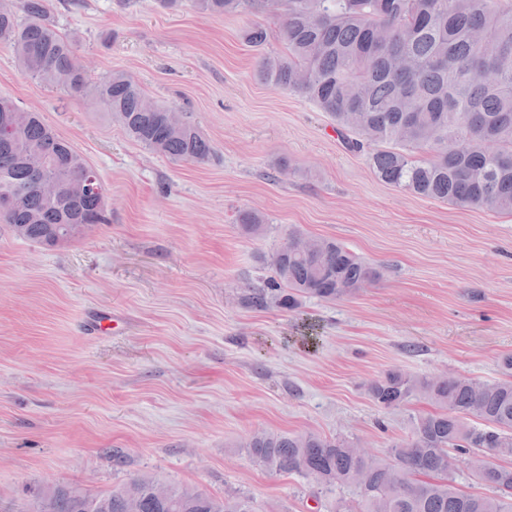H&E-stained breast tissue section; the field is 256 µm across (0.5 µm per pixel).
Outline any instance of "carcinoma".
Listing matches in <instances>:
<instances>
[{"label": "carcinoma", "instance_id": "1", "mask_svg": "<svg viewBox=\"0 0 512 512\" xmlns=\"http://www.w3.org/2000/svg\"><path fill=\"white\" fill-rule=\"evenodd\" d=\"M211 16L246 14L254 47L267 43L262 18L281 12L284 52L262 58L266 84L297 94L327 113L348 149L366 154L376 178L411 194L471 209L512 213V0H194ZM0 5V43L26 75L79 95L93 94L125 133L172 161L203 162L212 146L189 119L174 125L173 108L151 101L125 74L96 84L61 35L52 0ZM0 223L25 241L57 246L79 239L81 225L105 222L102 184L83 156L41 116L0 98ZM66 186L78 173L94 177L87 193L43 195L33 173ZM272 275L246 288L241 302L255 310L297 309L305 299L334 301L379 277L346 245L316 237L305 252L271 264ZM502 378L474 382L455 375L390 369L367 385L380 409L423 401L434 410L410 416V434L381 458L355 449L348 436L258 430L239 444L256 465L295 474L331 495L329 512H512V356ZM485 452L496 459L480 481L493 491L477 497L453 484L448 456ZM137 477L101 494L55 487L53 512H258L253 496H182L150 492Z\"/></svg>", "mask_w": 512, "mask_h": 512}]
</instances>
